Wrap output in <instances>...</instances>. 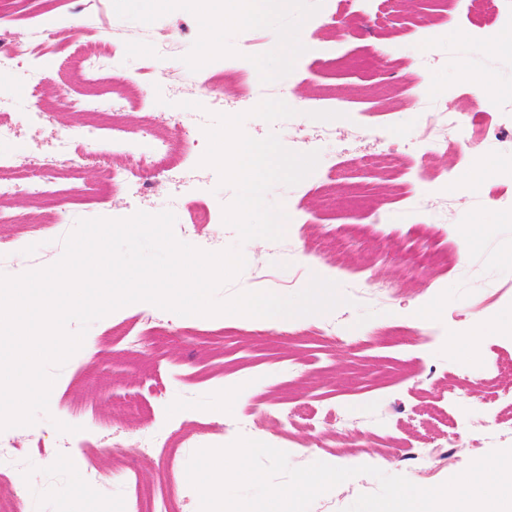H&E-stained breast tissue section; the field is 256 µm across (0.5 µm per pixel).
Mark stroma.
I'll use <instances>...</instances> for the list:
<instances>
[{"instance_id": "35a3bbf8", "label": "stroma", "mask_w": 512, "mask_h": 512, "mask_svg": "<svg viewBox=\"0 0 512 512\" xmlns=\"http://www.w3.org/2000/svg\"><path fill=\"white\" fill-rule=\"evenodd\" d=\"M221 0H30L12 18L19 36L51 34L40 59L42 80L31 90L22 70L0 69V120L16 135L0 141L10 161L5 178L26 181L33 155L53 152L55 128L80 127L87 116L65 111L56 94L72 100L86 88L74 70L89 54L107 55L97 96L103 116L119 115L128 131L149 112H208L209 98L185 85L197 77L206 48L203 30L221 13ZM174 39L147 100L119 98L115 78L134 74L146 46L141 38ZM512 33V0H494L490 11L475 0H401L389 12L385 0H276L260 20L226 23L221 45L209 51L224 67V112L245 114L254 138L277 134L294 152L319 151L315 171L294 186L278 184L269 203L283 206L288 222L281 240L240 242L223 223L234 197L216 169L204 166L202 192L174 215L191 223L199 206L216 215L209 234L190 238L208 252L241 246L244 270L216 294L242 291L282 296L303 290L312 276L337 282L345 304L330 312L260 324L247 316H181L138 302L94 321L82 348L56 371L48 412L33 425L0 432V438L35 440L36 460L22 464L16 512H130L137 486L163 489L186 480L193 447L137 448L133 431L182 428L206 431V444L222 447L244 436L289 455L301 467L371 465L430 488L463 472L476 458L512 448V422L501 413L512 392L501 387L474 393L472 381L492 374L512 378V331L497 326L512 308V49L493 38ZM255 48L243 61L233 51L246 40ZM123 45L113 53V44ZM184 87L172 90L167 70ZM263 70L264 97L308 112L275 123L252 116L261 98L237 93L236 84ZM488 76L497 90L484 94L475 77ZM53 106L36 126L24 120L35 95ZM486 97L482 159H474L466 130L448 129V148L434 143L432 108ZM335 130V139L316 129ZM111 131L79 140L81 165L61 171L67 188L58 207L79 218L122 219L165 211L167 187L151 175L132 179L119 192L126 206L105 199L94 154L108 150ZM390 151L402 171L382 181L361 165L369 152ZM498 193L489 205V193ZM17 216L0 224V238L18 252L17 265L0 274L18 276L57 262L63 254L53 213L24 193L0 201ZM440 247L459 256L448 267L407 271L398 238ZM157 316L145 327V315ZM483 423L482 447L457 448L471 423ZM125 437L121 451L112 434ZM333 447H322L325 434ZM435 449L431 463L419 451ZM100 467L103 485L89 481ZM379 483L360 475L319 496L309 512H343Z\"/></svg>"}]
</instances>
